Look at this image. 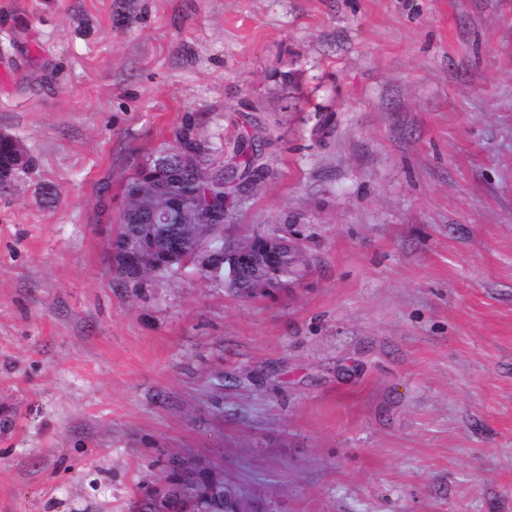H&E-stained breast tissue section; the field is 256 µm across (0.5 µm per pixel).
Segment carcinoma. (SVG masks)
<instances>
[{"mask_svg": "<svg viewBox=\"0 0 512 512\" xmlns=\"http://www.w3.org/2000/svg\"><path fill=\"white\" fill-rule=\"evenodd\" d=\"M203 151L196 160L202 167L198 174L205 180L197 186V206L201 213L219 208V223L199 221L197 225L181 223V211L168 210L166 223L156 228V233L178 231L188 241L202 238L218 252L215 264L202 275L222 286L237 297L267 298L279 289V283L288 279L302 280L308 273L305 240L292 247L288 246V225L279 224L260 235L248 233L236 238L224 236V208L234 210L235 198L240 196L244 184L267 176L265 167L259 164L260 150L257 145L251 149L239 148L229 163L214 158L215 150L202 143ZM149 186L135 176L128 179L124 194L133 206L145 217L143 224L151 223L152 210L166 203L165 189L180 187L193 180V170L185 167L176 155L163 158ZM118 277L125 281H142L152 276H163L171 269L146 268L140 272L124 263L119 257H112ZM256 512L252 498L239 485L215 478L213 469L200 461L173 463L165 480L153 486L147 494L145 512Z\"/></svg>", "mask_w": 512, "mask_h": 512, "instance_id": "cac0c4a2", "label": "carcinoma"}]
</instances>
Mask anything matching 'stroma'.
<instances>
[{
	"label": "stroma",
	"mask_w": 512,
	"mask_h": 512,
	"mask_svg": "<svg viewBox=\"0 0 512 512\" xmlns=\"http://www.w3.org/2000/svg\"><path fill=\"white\" fill-rule=\"evenodd\" d=\"M192 124L312 225L242 300L133 284L137 164ZM0 512H138L170 458L262 512H512V0H0Z\"/></svg>",
	"instance_id": "35a3bbf8"
}]
</instances>
